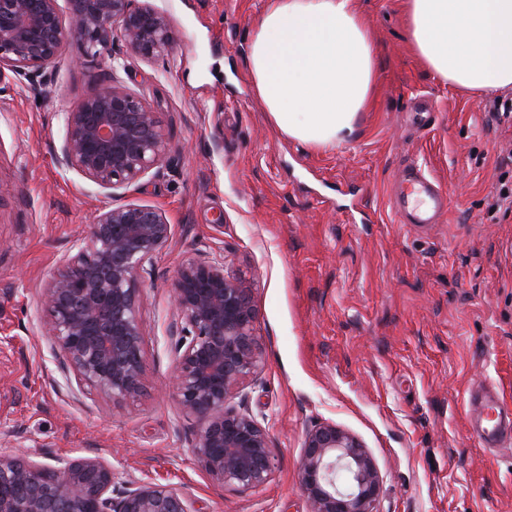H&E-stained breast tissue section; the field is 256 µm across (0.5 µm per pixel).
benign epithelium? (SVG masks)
<instances>
[{"label": "benign epithelium", "instance_id": "1", "mask_svg": "<svg viewBox=\"0 0 512 512\" xmlns=\"http://www.w3.org/2000/svg\"><path fill=\"white\" fill-rule=\"evenodd\" d=\"M66 28L57 0H0V69L39 88L45 68L77 36L88 57L112 53V24L127 50L164 54L173 36L167 15L132 0H68ZM58 163L105 189L128 188L159 167L169 151L161 113L112 80L63 113ZM172 238L163 213L111 206L43 289L44 331L81 388L114 403L145 393L144 324L139 279ZM227 257L186 259L172 283L177 360L170 378L177 403L199 423L191 453L218 484L250 490L268 483L275 463L265 429L233 400L263 366L254 332V280L230 276ZM112 463L58 458L53 466L0 450V512H193L183 488L154 479L126 484L112 496ZM383 479L367 448L332 422L306 434L300 486L307 512H378Z\"/></svg>", "mask_w": 512, "mask_h": 512}]
</instances>
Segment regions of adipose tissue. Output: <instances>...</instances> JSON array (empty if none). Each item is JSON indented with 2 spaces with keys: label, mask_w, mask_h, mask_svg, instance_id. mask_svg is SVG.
I'll list each match as a JSON object with an SVG mask.
<instances>
[{
  "label": "adipose tissue",
  "mask_w": 512,
  "mask_h": 512,
  "mask_svg": "<svg viewBox=\"0 0 512 512\" xmlns=\"http://www.w3.org/2000/svg\"><path fill=\"white\" fill-rule=\"evenodd\" d=\"M410 43L441 81L512 88V0H406ZM252 87L269 120L314 151L353 138L375 89L376 47L353 0H267L248 34Z\"/></svg>",
  "instance_id": "obj_1"
}]
</instances>
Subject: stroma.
<instances>
[{
  "mask_svg": "<svg viewBox=\"0 0 512 512\" xmlns=\"http://www.w3.org/2000/svg\"><path fill=\"white\" fill-rule=\"evenodd\" d=\"M402 2L354 0L376 85L355 138L331 151L282 136L253 92L247 32L266 0H134L167 14V54H131L118 34L92 60L72 36L39 92L0 70V440L45 465L102 457L118 492L147 476L186 488L195 512H305L304 439L330 421L373 456L379 512H512V446L483 448L468 404L489 385L512 406V212L496 205L512 128L488 126L491 96L422 64ZM111 72L161 112L170 139L160 167L114 191L55 158L63 113ZM422 97L437 110L418 126ZM410 161L449 188L445 223H394L387 188ZM120 204L158 208L173 236L140 283L146 391L115 406L67 383L41 291ZM194 254L228 256L229 273L255 281L264 365L236 403L267 429L276 468L250 491L207 479L190 452L197 423L165 388L171 285Z\"/></svg>",
  "mask_w": 512,
  "mask_h": 512,
  "instance_id": "stroma-1",
  "label": "stroma"
}]
</instances>
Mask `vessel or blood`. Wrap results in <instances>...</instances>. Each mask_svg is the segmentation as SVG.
Instances as JSON below:
<instances>
[{"instance_id": "b4317fda", "label": "vessel or blood", "mask_w": 512, "mask_h": 512, "mask_svg": "<svg viewBox=\"0 0 512 512\" xmlns=\"http://www.w3.org/2000/svg\"><path fill=\"white\" fill-rule=\"evenodd\" d=\"M389 198L399 224H438L448 214V189L417 164L391 182ZM468 399L478 411L472 420V433L480 445L498 448L512 440L511 406L490 390L470 393Z\"/></svg>"}]
</instances>
